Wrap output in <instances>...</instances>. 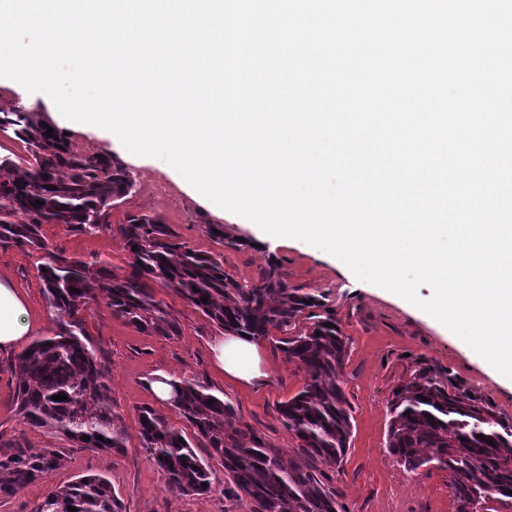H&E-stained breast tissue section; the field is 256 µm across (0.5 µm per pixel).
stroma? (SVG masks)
<instances>
[{
    "mask_svg": "<svg viewBox=\"0 0 512 512\" xmlns=\"http://www.w3.org/2000/svg\"><path fill=\"white\" fill-rule=\"evenodd\" d=\"M70 132L77 150L106 153L121 161L136 183V192L112 208L110 230L89 235L44 225L51 247L87 260L101 258L115 272H124L129 256L114 227L125 223L128 214L142 212L169 224L192 247L223 254L225 271L237 280L253 279L268 258L277 259L290 286L327 294L348 341L342 386L351 408V437L342 465L324 470L329 486L339 491L348 512H455L447 469L434 466L411 473L389 455L386 439L392 391L411 374L416 360L425 358L467 381L487 395L498 411L512 417L511 380L487 367L465 342L417 308L345 275L335 257L303 242L274 248L262 245L256 226L238 223L229 211L208 207L166 162L131 154L97 127L74 126ZM211 224L223 226L227 236L242 238V246H224L208 233ZM39 259L33 252L0 248V273L19 288L47 333L57 316L48 308L37 276ZM159 296L180 324L181 336L145 335L113 317L102 300L84 314L90 336L109 357L110 396L126 434L122 452L79 448L23 424L15 412V380L9 372L16 354L0 352V450L20 440L35 452L58 450L65 459L64 467L48 478L0 499V512H34L50 487L81 473L108 475L122 512H250L245 500L231 491L224 467L216 459H209L216 492H169L164 472L147 460L140 446L138 411L150 407L177 420V413L155 398L151 383L161 373L186 377L230 400L238 418L268 442L292 449L297 441L282 425L277 409L302 388L304 375L268 342L264 351L273 372L266 383L243 385L226 380L210 360L209 346L220 335V328L178 295L163 290Z\"/></svg>",
    "mask_w": 512,
    "mask_h": 512,
    "instance_id": "obj_1",
    "label": "stroma"
}]
</instances>
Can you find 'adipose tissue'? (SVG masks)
<instances>
[{"label":"adipose tissue","instance_id":"adipose-tissue-1","mask_svg":"<svg viewBox=\"0 0 512 512\" xmlns=\"http://www.w3.org/2000/svg\"><path fill=\"white\" fill-rule=\"evenodd\" d=\"M40 329L24 296L8 277L0 276V350L13 349ZM210 351L213 364L232 381L249 385L270 374L260 344L252 339L222 335L213 340Z\"/></svg>","mask_w":512,"mask_h":512}]
</instances>
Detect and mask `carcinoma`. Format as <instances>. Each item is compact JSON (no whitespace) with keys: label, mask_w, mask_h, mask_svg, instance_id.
<instances>
[{"label":"carcinoma","mask_w":512,"mask_h":512,"mask_svg":"<svg viewBox=\"0 0 512 512\" xmlns=\"http://www.w3.org/2000/svg\"><path fill=\"white\" fill-rule=\"evenodd\" d=\"M48 127L37 106L18 103L0 111V132H12L27 151L25 158L0 154V247L42 253L46 271L38 277L47 306L64 315L10 367L22 421L81 448H125L120 414L109 396V358L88 333L84 311L101 299L113 316L142 333L178 336L179 324L156 297V288H168L226 334L273 339L305 376L302 389L278 407L284 428L298 439L291 453L266 442L239 420L230 401L200 382L171 379L178 391L173 408L191 437L152 408L139 412L142 449L166 474L168 490L212 491L209 461L195 451L201 446L221 461L233 492L248 500L250 512H346L320 470L341 465L351 434L341 385L348 347L333 304L319 291L289 286L274 259L252 280L238 281L224 271V255L191 247L148 213L130 214L117 225L129 255L122 274L104 261L50 248L45 224L90 235L112 229L110 209L132 194L134 180L116 158L84 154L59 129L46 135ZM23 163L25 174L18 178L13 171ZM58 394L67 400H53ZM386 444L410 472L431 464L451 471L456 512L512 507V417L450 370L427 359L416 362L392 391ZM63 462L54 449L32 453L15 441L0 452V497L45 479ZM69 506L77 512H122L111 480L102 474L50 488L35 512H69Z\"/></svg>","instance_id":"carcinoma-1"}]
</instances>
